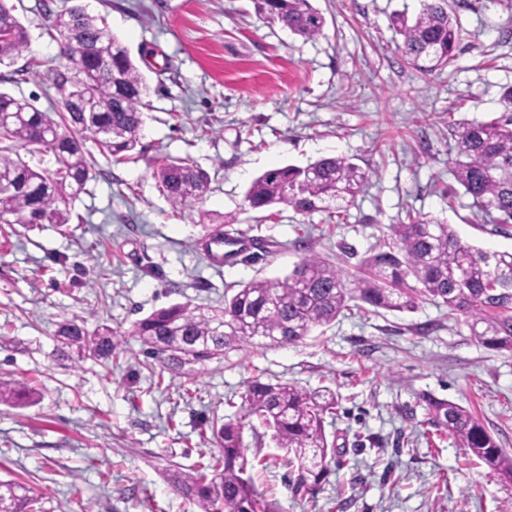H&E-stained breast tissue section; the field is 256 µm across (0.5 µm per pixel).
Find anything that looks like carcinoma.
<instances>
[{"label": "carcinoma", "instance_id": "cac0c4a2", "mask_svg": "<svg viewBox=\"0 0 512 512\" xmlns=\"http://www.w3.org/2000/svg\"><path fill=\"white\" fill-rule=\"evenodd\" d=\"M447 0H433L413 18L394 15L402 37L399 50L407 62L425 73L449 65L456 57L460 23L448 13ZM256 12L313 39L324 20L310 0H254ZM61 57L55 87L69 110L44 112L24 99L0 92V176L10 185L0 191V223L32 227L68 225L67 200L85 190L91 171L83 141L93 139L100 151L120 163L139 144L147 107V84L124 47L107 28L80 7L53 14ZM24 25L0 0V65H12L27 48ZM508 115L498 121L463 122L454 129L452 172L473 205L495 224H512V87L501 96ZM50 151L58 159L53 172L30 167L17 153ZM156 177L176 203L187 205L208 192L206 172L181 160L157 161ZM368 174L348 159L328 156L304 167L265 172L249 187L245 201L254 210L286 206L311 215L352 202ZM458 189V190H460ZM448 189V199L458 195ZM394 240L386 250L361 261L352 280L341 268L316 255H306L284 278L253 280L224 294V308L203 313L173 304L136 321L126 334L102 326L90 332L66 321L54 338L58 351L109 361L125 336H132L145 356L171 372L221 359L256 338L295 344L336 320L350 308L411 310L430 298L448 314L472 319L470 330L484 346L512 353V251L487 252L462 242L453 225L408 215L392 226ZM25 387L0 382V402L32 401ZM246 415L272 431L277 447L290 455L294 492H313L336 453L324 433V417L336 409L335 395L307 392L291 384L252 380L241 395ZM433 422L448 428L476 458L502 481L512 484V455L466 408L433 397L426 399ZM219 454L188 472L175 470L173 486L200 512H278L256 490L248 473L241 427L212 425ZM39 496L12 481L0 482V512H35Z\"/></svg>", "mask_w": 512, "mask_h": 512}]
</instances>
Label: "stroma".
I'll list each match as a JSON object with an SVG mask.
<instances>
[{
    "instance_id": "1",
    "label": "stroma",
    "mask_w": 512,
    "mask_h": 512,
    "mask_svg": "<svg viewBox=\"0 0 512 512\" xmlns=\"http://www.w3.org/2000/svg\"><path fill=\"white\" fill-rule=\"evenodd\" d=\"M29 47L0 66V90L43 111L59 108L64 61L49 12L75 5L102 18L146 79V118L129 160L92 141L93 178L68 200L67 232L0 224V379L35 389L0 404V480L39 494L40 512H194L173 488L216 453L214 421H238L256 486L280 512H512V485L432 423L425 396L471 411L512 454V353L479 344L465 316L428 298L413 311H347L295 344L254 341L223 361L175 373L146 370L139 342L108 364L59 356L53 333L76 321L117 331L176 303L215 309L224 292L284 278L312 252L354 272L391 244L408 214L452 224L486 251L512 250V224H494L472 199H449L450 121L502 114L512 86V0H448L460 49L424 74L404 60L391 25L423 0H311L324 18L306 39L257 14L253 0H8ZM37 65L25 79L13 70ZM347 158L369 176L343 212L252 210L264 172ZM207 172L203 200L179 205L154 176L161 158ZM241 233L225 261L205 255V228ZM331 390L326 416L336 457L316 494H293L288 455L245 416L252 378Z\"/></svg>"
}]
</instances>
